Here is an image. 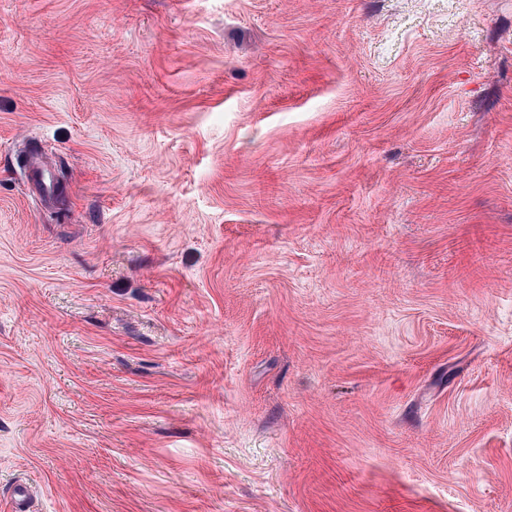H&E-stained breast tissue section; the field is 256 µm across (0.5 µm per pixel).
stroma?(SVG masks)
Listing matches in <instances>:
<instances>
[{"mask_svg":"<svg viewBox=\"0 0 512 512\" xmlns=\"http://www.w3.org/2000/svg\"><path fill=\"white\" fill-rule=\"evenodd\" d=\"M19 482L512 512V0H0ZM26 170L29 181L36 187L44 199L49 200L50 195L54 192V190L51 189V185L45 177V171L35 156H31L27 160Z\"/></svg>","mask_w":512,"mask_h":512,"instance_id":"obj_1","label":"stroma"}]
</instances>
